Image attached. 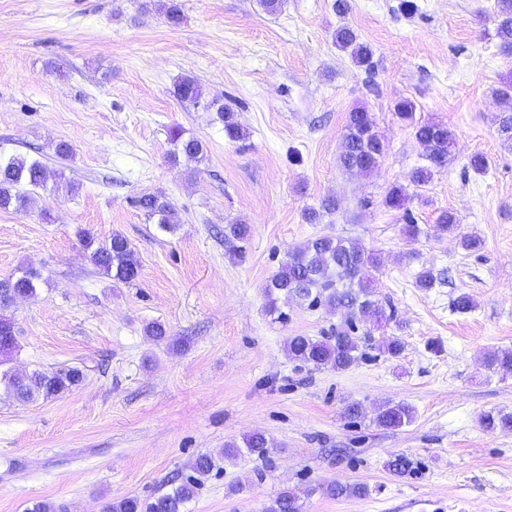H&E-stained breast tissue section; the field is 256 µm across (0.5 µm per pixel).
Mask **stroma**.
Here are the masks:
<instances>
[{
    "instance_id": "1",
    "label": "stroma",
    "mask_w": 512,
    "mask_h": 512,
    "mask_svg": "<svg viewBox=\"0 0 512 512\" xmlns=\"http://www.w3.org/2000/svg\"><path fill=\"white\" fill-rule=\"evenodd\" d=\"M163 2L0 0V153L79 186L49 185L29 212L0 211V279L28 265L42 275L35 296L5 311L19 330L7 366L84 373L72 391L28 403L0 388V512L38 502L105 512L119 497H153L198 454L255 432L268 455L224 461L185 512H264L285 489L305 512H512V431L480 425L486 412L512 413V372L484 365L489 351L512 349V145L495 123L512 53L496 35L495 0H419L412 16L400 0H349L342 15L334 0H284L274 14L260 0H180L178 27ZM342 25L372 46V72L336 49ZM184 75L236 112L245 140L174 98ZM400 99L456 136L448 167L422 187L407 182L422 149L394 112ZM357 106L385 145L367 176L338 163ZM175 128L202 140V163H170ZM475 153L488 157L486 174L469 169ZM395 184L409 194L401 209L383 204ZM145 193L173 203L174 232L134 206ZM329 196L336 210L306 223ZM446 211L458 233L437 232ZM410 218L421 229L412 242ZM237 219L251 228L242 244L224 237ZM81 228L123 233L137 279L99 273ZM464 234L480 247L463 248ZM320 235L379 257L373 291L398 318L380 333L402 340L399 356L372 350L339 372L289 359L288 337L323 336L340 317L292 301L268 313L264 289L289 250ZM424 269L434 288L416 287ZM463 292L475 301L467 313L452 306ZM152 322L167 339L146 336ZM386 402L413 407V421L378 427ZM398 455L409 461L401 475L387 467ZM336 479L369 492L322 495Z\"/></svg>"
}]
</instances>
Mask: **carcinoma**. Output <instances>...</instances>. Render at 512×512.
<instances>
[{
    "mask_svg": "<svg viewBox=\"0 0 512 512\" xmlns=\"http://www.w3.org/2000/svg\"><path fill=\"white\" fill-rule=\"evenodd\" d=\"M163 7L167 23L172 27L180 26L184 15L178 0H169ZM496 16L501 47L512 53V0H497ZM335 43L340 50L349 53L354 64L368 73L372 72L374 51L369 44L359 40L352 28L341 26L336 29ZM173 94L182 103L216 113L229 140L244 138V129L236 113L217 98L206 99L203 87L195 77L186 75L178 80ZM496 96L502 106L497 116L498 133L504 142L512 143V84L497 89ZM394 112L401 121L413 127L422 148L426 164L414 168L409 175L410 184L422 187L432 180L435 172L448 166L455 135L442 123L415 121L416 106L410 100L396 102ZM170 142V159L174 163L181 158L196 163L205 159L203 143L193 136H184L179 129L170 131ZM383 154L384 144L375 130L371 113L362 106L353 108L343 134L339 156L341 166L349 172L369 175L378 169ZM47 181V172L41 161L0 154V210L31 208L34 204L31 191L46 187ZM407 200L406 187L393 185L385 194L384 205L400 209ZM135 204L163 229L172 230L180 223L178 211L162 195L143 194ZM78 238L89 253L91 263L102 274L125 283L138 276L139 263L135 251L123 234L114 232L109 239L98 242L90 232L80 230ZM378 266L375 254L358 243L330 235L310 238L286 253L278 271L265 287L269 312H278L277 302L284 298L309 308L324 306L341 318L340 324L328 336L319 339L304 335L288 337L285 349L290 359L311 370L332 368L344 371L365 356L366 343L371 340V335L368 329L359 333L360 325L368 323L378 328L394 318V312L386 311L381 302L374 299L370 288L373 271ZM39 279L40 273L32 266L24 268L19 276L0 279V310L8 308L19 296L35 294ZM371 348L383 355L397 357L403 351V344L394 336H383L372 343ZM486 363L512 372V350H494L487 354ZM82 379L83 372L75 367L29 374L0 372V384L23 402L65 394L78 386ZM412 419V408L400 403H386L378 408L376 415L377 425L386 428H398ZM481 425L487 431L512 430V414L488 412L482 416ZM244 444L242 448L230 442L217 454H199L190 463L193 475L185 481L152 498L126 496L115 499L107 506V512H184L185 504L194 498L203 479L220 468V462L244 455L264 457L268 453V440L261 433L248 436ZM323 493L332 498L360 497L367 493V488L362 483L332 481L324 485ZM267 512H303V503L297 494L285 489L272 501Z\"/></svg>",
    "mask_w": 512,
    "mask_h": 512,
    "instance_id": "carcinoma-1",
    "label": "carcinoma"
}]
</instances>
